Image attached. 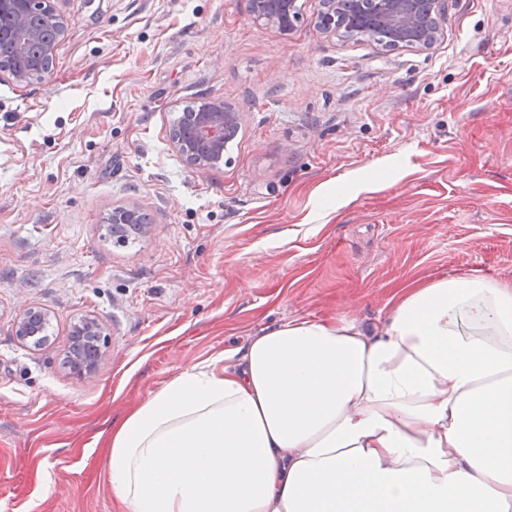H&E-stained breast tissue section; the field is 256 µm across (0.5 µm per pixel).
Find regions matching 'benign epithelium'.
Wrapping results in <instances>:
<instances>
[{"mask_svg": "<svg viewBox=\"0 0 512 512\" xmlns=\"http://www.w3.org/2000/svg\"><path fill=\"white\" fill-rule=\"evenodd\" d=\"M58 0H0V13L14 18L12 34L18 51L5 68L19 83L42 77L41 64L52 58L66 36L68 24L57 8ZM319 28L323 33L348 40L370 36L384 48L405 47L429 50L443 36L440 20L448 0H319ZM253 19L282 31L299 18L297 0H248ZM190 125L186 137L171 134L174 148L187 165L204 171L223 162L224 145L242 129V113L222 100L203 102L183 113ZM50 312L26 305L14 322V334L23 344L38 348L45 344ZM77 344L69 351V370L77 379L94 374L105 355L103 329L98 319L88 316L75 327Z\"/></svg>", "mask_w": 512, "mask_h": 512, "instance_id": "7a95c632", "label": "benign epithelium"}]
</instances>
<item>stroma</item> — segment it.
I'll list each match as a JSON object with an SVG mask.
<instances>
[{
  "label": "stroma",
  "mask_w": 512,
  "mask_h": 512,
  "mask_svg": "<svg viewBox=\"0 0 512 512\" xmlns=\"http://www.w3.org/2000/svg\"><path fill=\"white\" fill-rule=\"evenodd\" d=\"M289 33L247 0H60L49 75L0 78V512H122L100 437L180 371L296 317L380 329L406 289L512 280V0H448L430 51ZM243 115L227 163L170 141ZM138 205L151 235L109 238ZM50 340L22 346L23 305ZM96 317L107 355L65 367ZM185 111L183 120L191 132L187 137L172 133L174 148L196 171L219 165L224 159V145L242 129V113L222 100L202 102L192 112Z\"/></svg>",
  "instance_id": "obj_1"
}]
</instances>
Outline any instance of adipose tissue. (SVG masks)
Listing matches in <instances>:
<instances>
[{
	"mask_svg": "<svg viewBox=\"0 0 512 512\" xmlns=\"http://www.w3.org/2000/svg\"><path fill=\"white\" fill-rule=\"evenodd\" d=\"M112 430L124 512H512V282L440 277L379 332L294 318Z\"/></svg>",
	"mask_w": 512,
	"mask_h": 512,
	"instance_id": "obj_1",
	"label": "adipose tissue"
}]
</instances>
